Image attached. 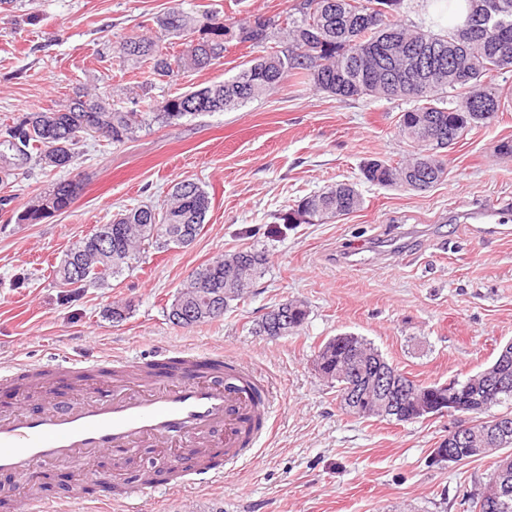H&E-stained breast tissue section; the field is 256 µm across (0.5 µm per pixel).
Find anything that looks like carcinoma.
Segmentation results:
<instances>
[{"instance_id": "obj_1", "label": "carcinoma", "mask_w": 512, "mask_h": 512, "mask_svg": "<svg viewBox=\"0 0 512 512\" xmlns=\"http://www.w3.org/2000/svg\"><path fill=\"white\" fill-rule=\"evenodd\" d=\"M464 24L435 31L424 24L409 28L398 19L404 0H301L296 14L288 15L283 33L285 52H270L243 65L231 78L198 90L162 100L131 98L123 111L96 91L83 87L52 109L25 113L0 131V144L13 151V159H34L46 169L71 166L83 138L97 133L113 144L132 138L151 123L168 124L202 112H224L270 95L289 75L299 76L318 90L348 101L363 97L403 99L410 90L391 82L394 72H423L429 90L425 98L402 112L399 133L413 144L414 153L396 164L371 159L361 166V178L382 187L425 191L445 180L447 162L439 150L455 144L468 131L486 122L485 102L492 112L503 111L512 95L495 83L503 71H512V50L503 53L500 38L512 42V0H468ZM256 26H251V19ZM222 25L204 21V13L172 8L152 18V34L133 35L116 47L120 59L149 65L153 74L170 77L180 71H201L224 57L225 45L236 41L259 47L275 21L257 15ZM203 37L195 39L194 33ZM179 38L186 48L167 53L165 41ZM433 127L452 133L450 143L428 145ZM82 189L75 179L60 180L38 193L19 215L18 222L39 224L70 207ZM355 186H336L298 201L280 214L284 224H328L340 214L361 207ZM211 200L190 180L177 182L163 207L139 206L116 215L83 238L54 270L59 285L87 288L105 283L129 266L135 255L148 248L167 250L182 246L184 228L203 225ZM264 253L242 250L199 267L178 297L198 299L205 306H224L241 300L253 286L258 271L254 262ZM332 341L320 349L324 373L341 385L350 374L336 380V354Z\"/></svg>"}]
</instances>
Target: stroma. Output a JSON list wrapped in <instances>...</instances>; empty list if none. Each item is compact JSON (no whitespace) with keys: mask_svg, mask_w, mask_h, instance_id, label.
<instances>
[{"mask_svg":"<svg viewBox=\"0 0 512 512\" xmlns=\"http://www.w3.org/2000/svg\"><path fill=\"white\" fill-rule=\"evenodd\" d=\"M0 9V129L26 112L55 107L80 86L97 88L114 107L147 91L162 99L235 75L262 49L284 51L271 29L263 47L235 42L208 69L156 78L119 62L111 48L140 33L146 19L172 7L210 5L222 15L284 20L299 0H23ZM411 100L336 101L287 77L271 95L226 112L152 124L123 144L97 136L80 143L71 167L17 166L12 209L59 179L83 191L66 211L38 224L0 215V363L45 364L73 357L151 356L159 348L245 358L281 389L275 432L255 457L233 465L208 494L148 493L151 512H470L488 480L491 458L435 463L449 420L364 419L340 406L314 368L320 346L341 333L366 338L407 376L423 383L465 380L512 342V157L496 155L512 139V106L448 151V176L429 191L384 188L360 179L369 158L398 162L411 152L397 121ZM197 182L211 207L195 241L141 253L107 285L63 288L53 271L97 225L121 210L161 205L177 181ZM355 184L361 210L328 224H282L279 213L339 183ZM497 206L498 224L465 216ZM264 252V275L221 319L189 329L166 311L188 276L217 257ZM309 315L275 340L258 322L289 300ZM130 302L113 322V302ZM152 449L122 468L98 457L81 469L59 463L34 480L47 507L66 501L88 512L108 491L98 479L117 473L137 485ZM83 484L87 493L72 489Z\"/></svg>","mask_w":512,"mask_h":512,"instance_id":"1","label":"stroma"}]
</instances>
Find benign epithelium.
<instances>
[{"instance_id":"benign-epithelium-1","label":"benign epithelium","mask_w":512,"mask_h":512,"mask_svg":"<svg viewBox=\"0 0 512 512\" xmlns=\"http://www.w3.org/2000/svg\"><path fill=\"white\" fill-rule=\"evenodd\" d=\"M338 359L342 367L360 376L341 396L342 404L358 415L381 414L400 420L410 414L450 418L448 434L435 448V455L442 460L481 457L512 435L511 417L499 414L480 418L501 402L502 394L512 391V378L504 372L461 386L449 382L424 388L383 368V362L371 363L355 351L342 353ZM490 504L498 512L512 505V458L504 459L497 475L483 487L479 506Z\"/></svg>"}]
</instances>
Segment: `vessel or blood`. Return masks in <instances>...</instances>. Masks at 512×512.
<instances>
[{
  "label": "vessel or blood",
  "mask_w": 512,
  "mask_h": 512,
  "mask_svg": "<svg viewBox=\"0 0 512 512\" xmlns=\"http://www.w3.org/2000/svg\"><path fill=\"white\" fill-rule=\"evenodd\" d=\"M213 360L218 370L206 372L198 355L161 349L153 362L171 371L159 378L140 358L115 355L102 374L107 398H52L33 406L11 395L0 405V478L23 479L95 454L129 461L150 446L168 451L158 467L174 474L169 490L223 483L225 465L244 460L249 447L272 433L280 394L257 382L242 360L221 354Z\"/></svg>",
  "instance_id": "vessel-or-blood-1"
}]
</instances>
